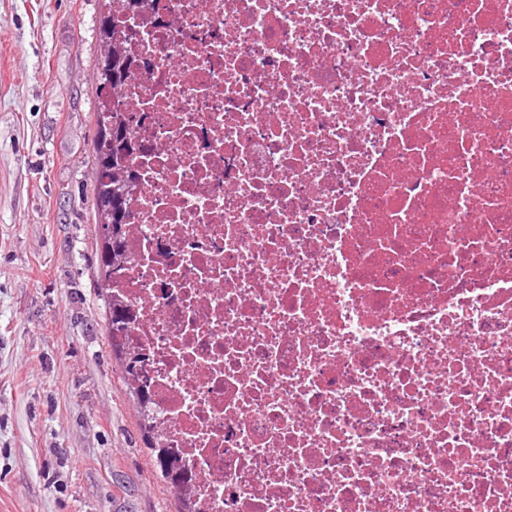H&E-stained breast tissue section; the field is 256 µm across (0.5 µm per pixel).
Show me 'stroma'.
<instances>
[{
	"label": "stroma",
	"instance_id": "1",
	"mask_svg": "<svg viewBox=\"0 0 512 512\" xmlns=\"http://www.w3.org/2000/svg\"><path fill=\"white\" fill-rule=\"evenodd\" d=\"M101 0H0V512H178L95 271Z\"/></svg>",
	"mask_w": 512,
	"mask_h": 512
}]
</instances>
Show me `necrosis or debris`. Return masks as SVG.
Listing matches in <instances>:
<instances>
[{
	"label": "necrosis or debris",
	"instance_id": "4bbe7bcc",
	"mask_svg": "<svg viewBox=\"0 0 512 512\" xmlns=\"http://www.w3.org/2000/svg\"><path fill=\"white\" fill-rule=\"evenodd\" d=\"M112 287L192 512H512V0H150Z\"/></svg>",
	"mask_w": 512,
	"mask_h": 512
}]
</instances>
